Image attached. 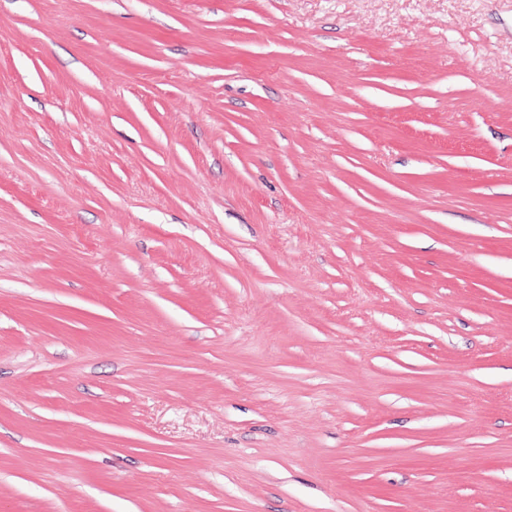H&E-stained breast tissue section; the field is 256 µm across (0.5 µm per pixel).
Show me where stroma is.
Segmentation results:
<instances>
[{"mask_svg": "<svg viewBox=\"0 0 512 512\" xmlns=\"http://www.w3.org/2000/svg\"><path fill=\"white\" fill-rule=\"evenodd\" d=\"M0 512H512V0H0Z\"/></svg>", "mask_w": 512, "mask_h": 512, "instance_id": "obj_1", "label": "stroma"}]
</instances>
